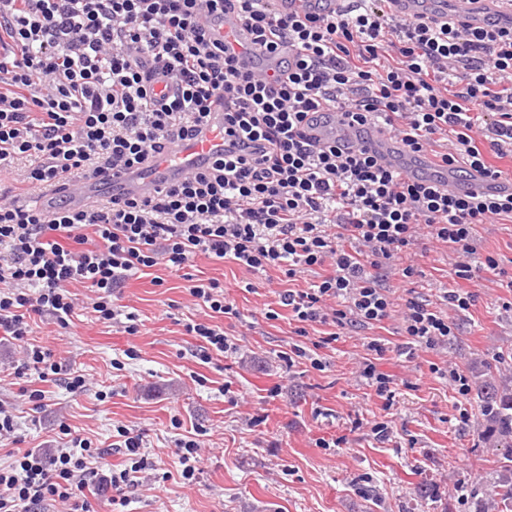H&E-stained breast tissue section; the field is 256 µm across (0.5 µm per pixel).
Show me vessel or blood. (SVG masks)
I'll return each mask as SVG.
<instances>
[{
	"mask_svg": "<svg viewBox=\"0 0 512 512\" xmlns=\"http://www.w3.org/2000/svg\"><path fill=\"white\" fill-rule=\"evenodd\" d=\"M346 6V0H277V7L282 12L301 15L314 10L322 15H335ZM393 11L406 18L421 14L434 20L451 19L473 27L482 25L488 16L512 24V0H436L434 6L427 9L423 8L422 0H395ZM207 27L213 37L223 40L237 51L246 52L253 72H263L265 65L262 55L253 45L251 34L235 14H226L219 22L209 21ZM212 112V124L201 137L181 142L173 152L155 158L135 174L115 170L108 176L81 183L68 193L71 206H88L110 197L116 190L134 196H150L163 187L184 180L199 166L214 161L224 152L223 103H215ZM312 135L323 142L341 139L346 145L394 165L405 175L427 174L438 184L457 193L492 196L512 191V177L493 178L474 169L463 176L452 166H432L431 154L410 153L401 139L383 125L359 127L353 125L350 117L341 112H330L327 126L315 128Z\"/></svg>",
	"mask_w": 512,
	"mask_h": 512,
	"instance_id": "vessel-or-blood-1",
	"label": "vessel or blood"
}]
</instances>
